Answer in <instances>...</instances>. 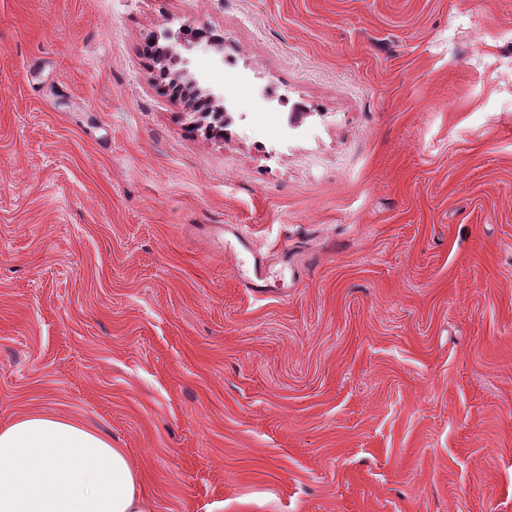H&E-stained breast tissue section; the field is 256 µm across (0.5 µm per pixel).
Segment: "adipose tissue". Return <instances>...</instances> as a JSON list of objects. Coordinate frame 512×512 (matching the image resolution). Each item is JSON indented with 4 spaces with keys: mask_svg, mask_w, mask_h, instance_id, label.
Wrapping results in <instances>:
<instances>
[{
    "mask_svg": "<svg viewBox=\"0 0 512 512\" xmlns=\"http://www.w3.org/2000/svg\"><path fill=\"white\" fill-rule=\"evenodd\" d=\"M125 451L80 423L34 414L0 428V512H154Z\"/></svg>",
    "mask_w": 512,
    "mask_h": 512,
    "instance_id": "adipose-tissue-1",
    "label": "adipose tissue"
}]
</instances>
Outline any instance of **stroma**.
<instances>
[{
	"mask_svg": "<svg viewBox=\"0 0 512 512\" xmlns=\"http://www.w3.org/2000/svg\"><path fill=\"white\" fill-rule=\"evenodd\" d=\"M224 47L208 134L145 54ZM227 224L279 272L260 296ZM154 512H512V0H0V426Z\"/></svg>",
	"mask_w": 512,
	"mask_h": 512,
	"instance_id": "1",
	"label": "stroma"
}]
</instances>
